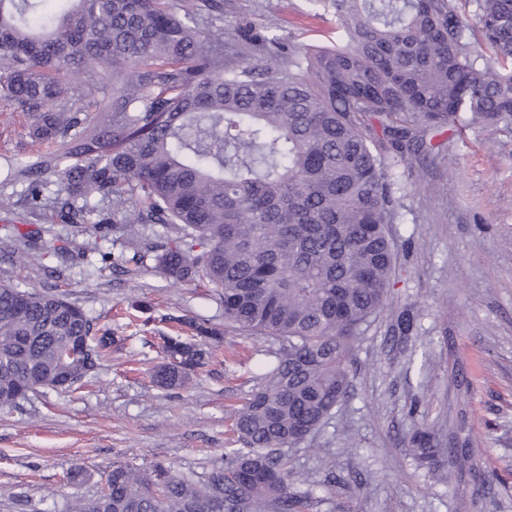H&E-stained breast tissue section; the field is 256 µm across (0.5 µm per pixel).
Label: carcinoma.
Segmentation results:
<instances>
[{
	"label": "carcinoma",
	"instance_id": "cac0c4a2",
	"mask_svg": "<svg viewBox=\"0 0 512 512\" xmlns=\"http://www.w3.org/2000/svg\"><path fill=\"white\" fill-rule=\"evenodd\" d=\"M473 2L480 33L466 4ZM0 0V94L31 115L32 135L59 145L48 159L4 156V181L25 185L73 237L108 230L134 255L155 254L171 283L204 279L224 330L282 341L234 414L239 447L199 482L156 463L115 462L108 491L76 494L67 512H299L281 454L335 417L350 392L349 351L388 300L396 274L389 225L394 169L460 124L512 125V0H311L333 11L328 45L277 34L224 52L193 10L168 0ZM81 78V91L59 80ZM112 85L95 102L78 99ZM109 201L104 214L96 202ZM159 224L164 239L138 235ZM42 228H14L0 260L50 249ZM193 335L164 339L161 388L186 385L224 337L184 318ZM114 337L76 304L0 281V407L38 388L75 390ZM418 460L444 447L428 428Z\"/></svg>",
	"mask_w": 512,
	"mask_h": 512
}]
</instances>
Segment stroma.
Returning a JSON list of instances; mask_svg holds the SVG:
<instances>
[{"label":"stroma","mask_w":512,"mask_h":512,"mask_svg":"<svg viewBox=\"0 0 512 512\" xmlns=\"http://www.w3.org/2000/svg\"><path fill=\"white\" fill-rule=\"evenodd\" d=\"M272 22L288 40L336 36L335 17L312 0H224L223 13L200 11L197 25L205 34L223 27L225 41L242 46ZM439 141L440 151L396 169L398 275L351 346V395L311 441L285 451L290 470L317 484L301 512H512V128L461 126ZM54 150L0 96V157L32 161ZM19 192L0 188V238L45 222ZM52 234L56 251L0 263V278L64 295L116 341L86 386L40 388L0 408V512H65L70 495H100L116 461H164L206 479L235 445L232 410L280 341L226 335L223 352L187 386L159 388L150 372L164 337L178 333L170 316L220 330L223 306L205 282L171 285L153 257L131 263L123 238L74 262L60 251L70 226ZM403 317L412 323L405 333ZM422 426L448 444L467 439L474 474L454 475L446 461L437 474L421 465L409 438ZM78 467L84 480L68 486Z\"/></svg>","instance_id":"stroma-1"}]
</instances>
